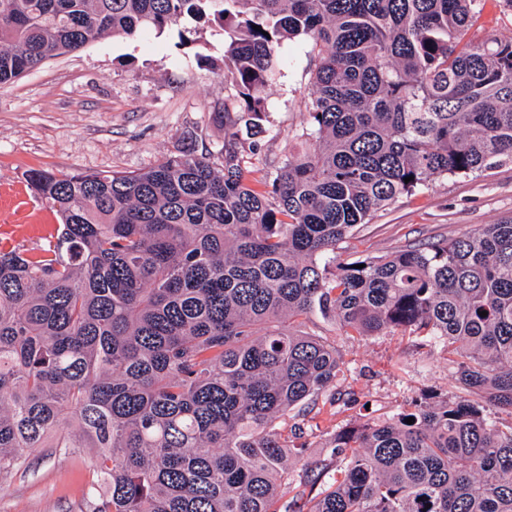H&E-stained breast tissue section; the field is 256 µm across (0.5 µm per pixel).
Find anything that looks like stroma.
Masks as SVG:
<instances>
[{
	"label": "stroma",
	"instance_id": "obj_1",
	"mask_svg": "<svg viewBox=\"0 0 512 512\" xmlns=\"http://www.w3.org/2000/svg\"><path fill=\"white\" fill-rule=\"evenodd\" d=\"M182 28L193 31L192 43L180 44ZM281 54L267 91L266 131L246 172L253 184L294 147L312 92L308 41H285ZM224 70L223 30L186 19L133 38L103 36L0 84V238L29 254L60 222L30 191V170L138 171L189 148L221 146L224 128L216 114L231 93ZM510 218L512 160L477 177L438 178L401 196L337 245L336 259L383 256ZM305 329L335 345L345 365L314 405L288 417L311 453H322L329 432L391 419L425 393L460 392L438 344L421 346L389 332L355 342L334 318L318 315ZM91 479L86 449H38L0 482V512H86Z\"/></svg>",
	"mask_w": 512,
	"mask_h": 512
}]
</instances>
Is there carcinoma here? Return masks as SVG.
<instances>
[{
    "label": "carcinoma",
    "mask_w": 512,
    "mask_h": 512,
    "mask_svg": "<svg viewBox=\"0 0 512 512\" xmlns=\"http://www.w3.org/2000/svg\"><path fill=\"white\" fill-rule=\"evenodd\" d=\"M487 2L0 0V83L189 18L224 30L233 89L216 152L27 175L62 224L29 256L0 239V480L65 423L89 512H512V219L328 268L400 196L512 159V40L470 35ZM299 37L307 127L258 190L242 136ZM316 314L441 343L466 395L328 436L330 474L285 434L344 373Z\"/></svg>",
    "instance_id": "cac0c4a2"
}]
</instances>
